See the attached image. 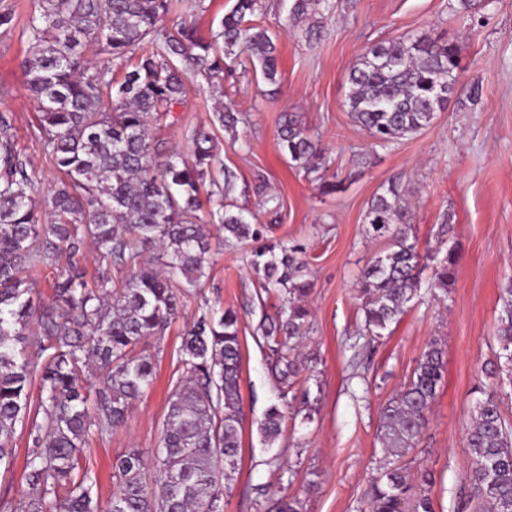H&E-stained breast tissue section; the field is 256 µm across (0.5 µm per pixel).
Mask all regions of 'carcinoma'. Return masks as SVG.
<instances>
[{
	"label": "carcinoma",
	"mask_w": 512,
	"mask_h": 512,
	"mask_svg": "<svg viewBox=\"0 0 512 512\" xmlns=\"http://www.w3.org/2000/svg\"><path fill=\"white\" fill-rule=\"evenodd\" d=\"M202 0H35L26 29L30 53L22 62L37 103L43 149L64 174L44 195L16 146L13 118L0 113V467L12 463L17 426L31 420L25 478L27 512H101L93 497L96 475L80 463L89 438L121 426L156 377L155 360L137 351L179 313L185 292L199 285L212 250L202 225V190L210 221L237 240L261 230L226 204L232 182L212 176L219 161L212 134L194 130L191 154L160 152L155 131L183 101L186 82L201 77L224 85L241 55L274 83L278 48L267 29L251 23L261 0H234L206 39L194 23L161 24L174 9L189 16ZM330 0H293L299 24L330 12ZM462 45L429 35L395 37L366 48L349 74L348 102L355 123L385 147L415 135L442 110L437 97L448 73L458 74ZM226 131L239 123L229 108L215 113ZM278 145L305 172L320 169L322 150L291 114L283 116ZM408 208L396 182L373 198L366 224L391 240L357 288L364 330L374 338L399 321L404 305L432 269V286L448 293L459 256L440 261L421 252L406 222ZM101 262L131 275L120 290L103 272L90 283L81 265L86 247ZM156 256L141 260L145 249ZM68 267L43 306L32 301L34 276ZM252 265L266 290L285 289L276 317L260 326L269 346L279 399L259 423L271 446L286 418L281 398L300 372L298 348L308 331L312 291L298 248L266 243ZM497 363L488 375L512 386V280L501 290ZM182 377L169 399L158 488L146 480L137 448L113 462L117 489L107 512H223L240 451L241 341L232 310L204 311L186 328ZM95 368L101 381L90 382ZM445 369L432 342L409 380L379 410L377 439L388 459L367 491L368 512H433L430 476L408 479L403 459L417 447ZM38 384L37 400L31 388ZM466 432V475L476 512H512V424L497 391L479 389ZM94 399V410L88 401Z\"/></svg>",
	"instance_id": "cac0c4a2"
}]
</instances>
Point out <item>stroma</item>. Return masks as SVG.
<instances>
[{"mask_svg":"<svg viewBox=\"0 0 512 512\" xmlns=\"http://www.w3.org/2000/svg\"><path fill=\"white\" fill-rule=\"evenodd\" d=\"M320 39L306 24H291V0H263L254 21L277 39L276 83L238 67L223 88L191 80L184 102L160 128L162 150L189 151L193 129H213L223 169L235 175L230 199L257 216L267 242L304 249L313 290L310 330L301 351L313 358L288 393L282 434L266 447L259 422L278 396L260 323L274 316L282 295L265 291L252 265L254 242L212 231L205 278L186 296L180 316L164 335L142 343L156 362L153 386L134 403L125 426L91 439L80 462L97 477L100 506L112 498V463L131 448L153 458L174 384L182 375L180 345L187 325L206 310H234L242 351V432L237 470L224 496V512H266L281 496L300 500V512H368L367 490L382 470L378 410L410 376L430 342L443 350L446 371L411 470L431 475L434 512H472L464 484L470 454L465 432L475 388L495 361L500 292L512 279V0L464 8L462 0H332ZM33 0H0L11 10V29L0 28V113L14 118L17 147L39 193L60 177L37 139L35 102L21 62L29 50L24 34ZM426 33L464 46L459 94L421 133L389 146L374 144L349 112L348 76L365 47L401 34ZM479 83L481 96L465 95ZM239 112L234 132L214 127L217 105ZM297 116L325 150L336 192L321 194L278 146L283 114ZM266 183L265 194L254 190ZM399 181L409 203L412 232L420 249L455 248L458 275L444 296L429 281L405 307L389 334L370 341L357 295L362 270L383 252L385 239L368 230L366 211L389 182ZM311 421H303V399ZM25 428L16 434L11 469L0 470V499L11 512H25Z\"/></svg>","mask_w":512,"mask_h":512,"instance_id":"stroma-1","label":"stroma"}]
</instances>
